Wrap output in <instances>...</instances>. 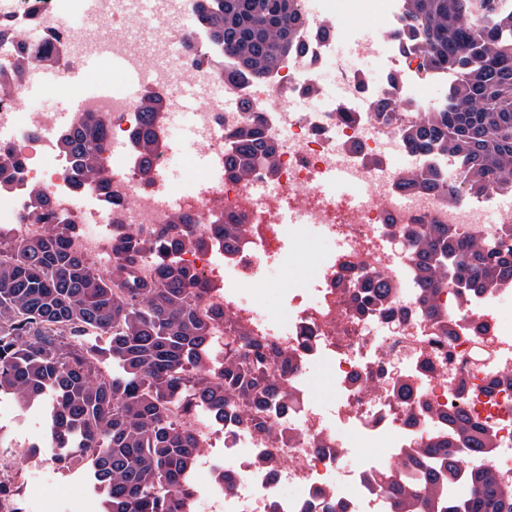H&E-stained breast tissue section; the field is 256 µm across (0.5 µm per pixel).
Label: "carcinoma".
Listing matches in <instances>:
<instances>
[{"instance_id":"1","label":"carcinoma","mask_w":512,"mask_h":512,"mask_svg":"<svg viewBox=\"0 0 512 512\" xmlns=\"http://www.w3.org/2000/svg\"><path fill=\"white\" fill-rule=\"evenodd\" d=\"M211 40L231 59L229 75L261 81L290 55H302L313 25L301 0H195ZM403 24L390 33L404 62L424 75L452 77L445 104L436 109L409 104L401 129L408 148L429 157L441 153L458 166L443 177L434 166L408 170V190L463 197L512 190V10L497 0H403ZM165 103L141 102L136 140L143 174L158 153L154 120ZM71 152L78 185L102 189L100 164L106 145L102 124L86 118L61 137ZM277 150L256 125L233 133L225 171L246 181L258 166L273 169ZM20 157L0 145V190L19 170ZM40 229L17 238L0 225V395L25 405L50 397V456L65 465L85 460L108 494L106 512H184L195 494L191 474L203 451L197 433L172 417L202 412L284 444L287 431L273 427L270 410L288 411L293 357L250 335L226 308L201 307L205 288L198 274L174 260L158 261L143 275L148 257L185 247L205 249L180 216L149 232L118 226L112 232L111 267L106 273L71 245L74 226L60 220L52 200L38 192ZM247 233L243 215L216 218L215 236L230 247ZM421 304L439 327V341L455 337L440 304V291L455 277L467 291L512 282V247L474 236L451 224H420L407 233ZM393 288L369 278L363 296H352L363 315L384 310ZM224 324V348L214 335ZM107 337L106 346L85 344ZM112 359V372L99 367ZM448 436L429 440L375 483L390 512H512V483L490 467L469 468V492L448 497L461 471L465 448L476 458L492 454L489 432L461 406L441 414ZM16 476L0 469V499L17 501Z\"/></svg>"}]
</instances>
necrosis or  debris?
Returning <instances> with one entry per match:
<instances>
[{"mask_svg": "<svg viewBox=\"0 0 512 512\" xmlns=\"http://www.w3.org/2000/svg\"><path fill=\"white\" fill-rule=\"evenodd\" d=\"M314 23L333 28L336 40L363 54L353 19L373 8L386 40L374 54L395 70L402 61L388 35L402 22L401 0H302ZM124 18L151 34L147 48L129 46L122 30L103 31L105 22ZM0 130L6 144L23 159L10 189L0 192V224L19 235L36 232L31 217L39 209L37 190L48 191L56 210L76 227L73 246L89 259L107 264V241L94 225L150 228L173 217L191 218L205 234L215 216H246L252 232L235 248L212 242L205 250L183 249L180 264L195 269L205 282V304L230 308L252 334L294 356L293 402L274 416L289 441L276 446L267 437L234 422L193 420L192 426L211 456L201 468L219 466L236 474L220 489H198L185 512H325L336 499L345 512H389L373 481L427 438L443 435L441 412L464 407L495 434L497 446L487 466L512 482V385L502 377L512 371V284L468 293L455 284L441 291V304L456 331L440 344L438 327L420 307L419 286L400 230L416 222L450 224L459 233L500 238L512 225V211L487 222L493 203L512 198L493 192L459 203L441 195L408 191L400 185L402 169L373 164L387 148L410 150L401 137L403 115L383 117L372 101L387 87L360 72L340 70L337 96L326 97L320 71L332 59V45L305 36V55L285 60L260 83L225 79L224 51L214 45L187 0H0ZM20 31L31 56L13 52L11 36ZM125 56L147 92L161 91L174 103L184 81L203 92L197 112L158 113L155 130L162 149L155 161L163 179L145 180L138 159L119 156L132 145L140 124L139 101L121 92L89 97L85 111L105 125L102 154L106 191L76 188L68 156L50 134V117L21 109L23 89L39 67L58 71L49 92L58 98L77 95L65 79L67 70L88 57ZM262 129L279 152L275 174L256 169L239 181L217 178L202 166L181 178L168 174L172 145L181 153L223 158L232 134L245 123ZM182 137H173L174 128ZM367 195L355 202L333 183L337 169ZM269 179L273 193L259 196L257 180ZM318 242L322 252L308 257L303 242ZM311 263L303 280L283 282L294 266ZM378 276L395 289L388 310L356 317L344 286ZM278 288V307L263 295ZM325 366L330 375L326 397L314 394L311 371ZM408 382L427 413L411 417L393 391L394 380ZM274 460L276 474L265 463ZM351 467H344V460Z\"/></svg>", "mask_w": 512, "mask_h": 512, "instance_id": "necrosis-or-debris-1", "label": "necrosis or debris"}]
</instances>
